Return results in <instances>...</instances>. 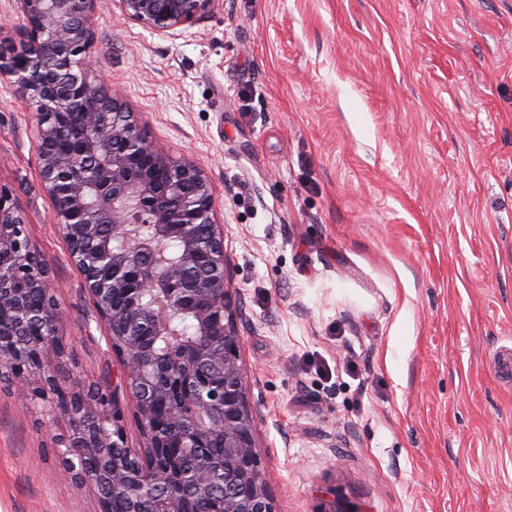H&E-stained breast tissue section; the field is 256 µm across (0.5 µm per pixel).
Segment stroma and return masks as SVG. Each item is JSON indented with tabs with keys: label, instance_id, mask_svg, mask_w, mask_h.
<instances>
[{
	"label": "stroma",
	"instance_id": "35a3bbf8",
	"mask_svg": "<svg viewBox=\"0 0 512 512\" xmlns=\"http://www.w3.org/2000/svg\"><path fill=\"white\" fill-rule=\"evenodd\" d=\"M214 187L277 512H512V0H220L89 49ZM0 75V189L65 313L59 387L122 384ZM71 425L0 383V512H100Z\"/></svg>",
	"mask_w": 512,
	"mask_h": 512
}]
</instances>
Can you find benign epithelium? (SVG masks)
<instances>
[{
  "label": "benign epithelium",
  "instance_id": "obj_1",
  "mask_svg": "<svg viewBox=\"0 0 512 512\" xmlns=\"http://www.w3.org/2000/svg\"><path fill=\"white\" fill-rule=\"evenodd\" d=\"M19 2L25 38L17 50L0 49V74L14 78L36 112L52 221L91 296L106 352L121 362L144 447L113 451L126 440L117 394L110 402L67 395L42 370L64 347L63 312L19 204L1 189L0 373L46 415L70 420L66 471L98 489L101 512H112L116 499L123 512H193L195 500L225 486L224 512H276L239 364V308L212 183L193 161L159 147L136 113L90 78L98 0ZM116 2L122 20L165 35L203 19L219 0ZM142 223L154 234L142 235ZM198 224L208 225L207 236L195 232ZM179 316L193 330L161 339ZM173 448L194 460L192 479L173 469Z\"/></svg>",
  "mask_w": 512,
  "mask_h": 512
}]
</instances>
